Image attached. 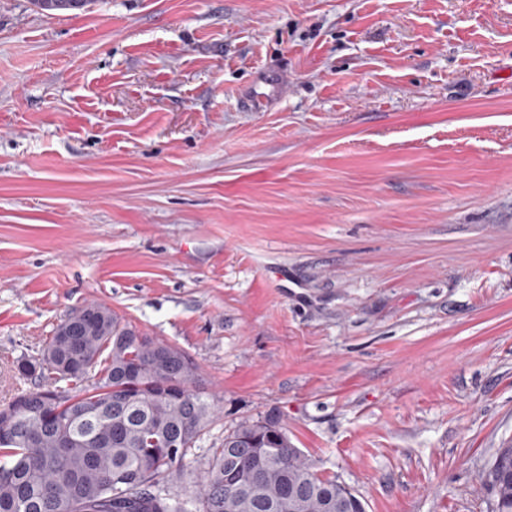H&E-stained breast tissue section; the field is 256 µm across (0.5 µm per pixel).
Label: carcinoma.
I'll use <instances>...</instances> for the list:
<instances>
[{"instance_id": "1", "label": "carcinoma", "mask_w": 512, "mask_h": 512, "mask_svg": "<svg viewBox=\"0 0 512 512\" xmlns=\"http://www.w3.org/2000/svg\"><path fill=\"white\" fill-rule=\"evenodd\" d=\"M41 12L96 0H31ZM102 365L98 379L88 371ZM40 384L0 407V512H366L296 447L281 414L240 422L203 468L185 457L217 413L189 354L127 326L98 302L60 323L40 356L17 364ZM189 473L193 493L159 486ZM491 512H512V444L482 472Z\"/></svg>"}]
</instances>
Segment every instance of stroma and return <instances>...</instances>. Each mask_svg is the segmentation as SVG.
Instances as JSON below:
<instances>
[{
  "label": "stroma",
  "mask_w": 512,
  "mask_h": 512,
  "mask_svg": "<svg viewBox=\"0 0 512 512\" xmlns=\"http://www.w3.org/2000/svg\"><path fill=\"white\" fill-rule=\"evenodd\" d=\"M91 301L199 366L189 467L276 409L366 512H491L512 0H0V405ZM42 13L54 15L55 12L90 9L96 0H31Z\"/></svg>",
  "instance_id": "obj_1"
}]
</instances>
